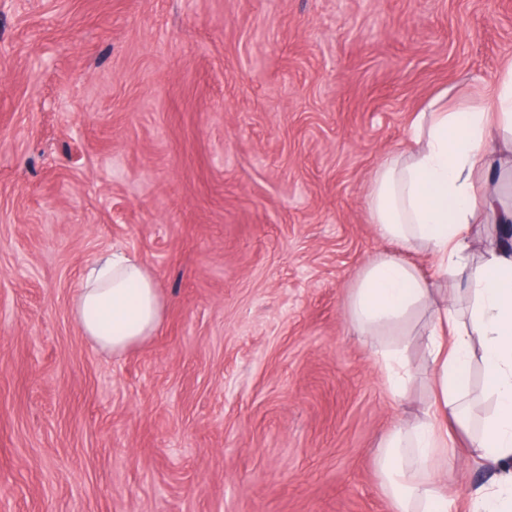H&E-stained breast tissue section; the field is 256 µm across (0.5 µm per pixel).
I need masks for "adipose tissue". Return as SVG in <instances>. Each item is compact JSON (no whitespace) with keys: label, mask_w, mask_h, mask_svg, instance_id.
<instances>
[{"label":"adipose tissue","mask_w":512,"mask_h":512,"mask_svg":"<svg viewBox=\"0 0 512 512\" xmlns=\"http://www.w3.org/2000/svg\"><path fill=\"white\" fill-rule=\"evenodd\" d=\"M410 138L408 153L379 163L367 199L372 222L392 249L364 267L348 305L358 328L387 336L374 360L393 386L410 374L394 337L417 308L431 310V412L395 436L398 452L384 469L397 512H451L437 468L450 441L449 424L462 422L471 341L479 339L493 408L480 424L474 450L496 478L473 491L470 512H512V250L493 246L477 265L469 258L472 224L485 218L512 223V203L497 187L499 156L512 154V66L500 73L491 104L444 93L430 98L414 116ZM419 243L431 250L438 278H427L408 260ZM460 290L471 299L464 319L451 299ZM161 312L157 285L140 259L115 249L86 267L72 305L83 336L114 353L151 336Z\"/></svg>","instance_id":"ef3b65f1"}]
</instances>
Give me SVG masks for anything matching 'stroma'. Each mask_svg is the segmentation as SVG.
<instances>
[{"label": "stroma", "mask_w": 512, "mask_h": 512, "mask_svg": "<svg viewBox=\"0 0 512 512\" xmlns=\"http://www.w3.org/2000/svg\"><path fill=\"white\" fill-rule=\"evenodd\" d=\"M511 61L512 0H0V512H394L434 374L423 312L401 395L347 316L371 179ZM112 248L163 306L119 354L71 316Z\"/></svg>", "instance_id": "1"}]
</instances>
